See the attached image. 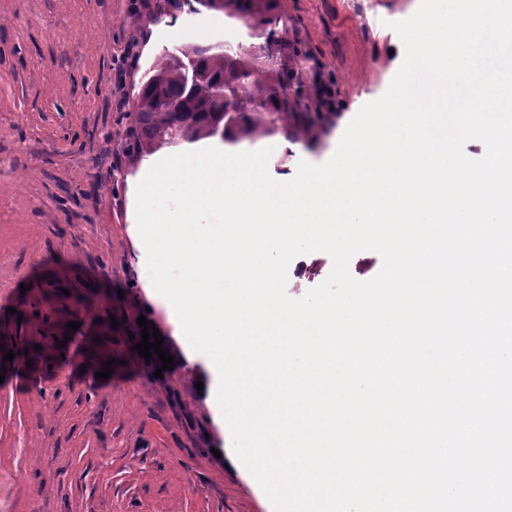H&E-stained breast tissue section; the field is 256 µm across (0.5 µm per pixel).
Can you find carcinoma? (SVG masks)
Masks as SVG:
<instances>
[{
  "mask_svg": "<svg viewBox=\"0 0 512 512\" xmlns=\"http://www.w3.org/2000/svg\"><path fill=\"white\" fill-rule=\"evenodd\" d=\"M174 11L194 4L242 21L254 38L227 50L186 44L157 55L141 80L126 122L125 152L138 162L181 143L231 145L282 136L312 141L324 126L301 81L308 53L288 40V16L276 0H164Z\"/></svg>",
  "mask_w": 512,
  "mask_h": 512,
  "instance_id": "cac0c4a2",
  "label": "carcinoma"
}]
</instances>
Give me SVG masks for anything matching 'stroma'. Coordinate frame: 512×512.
<instances>
[{
    "mask_svg": "<svg viewBox=\"0 0 512 512\" xmlns=\"http://www.w3.org/2000/svg\"><path fill=\"white\" fill-rule=\"evenodd\" d=\"M158 3L0 0V345L14 354L0 359V512H273L195 387L208 364H181L145 296L130 233L142 166L116 123L163 50L241 42L245 27L207 9L159 22ZM419 5L278 0L311 52L304 85L333 79L342 116L311 147L270 139L274 180L327 161L386 92L404 56L392 25ZM142 315L172 368L139 356Z\"/></svg>",
    "mask_w": 512,
    "mask_h": 512,
    "instance_id": "obj_1",
    "label": "stroma"
}]
</instances>
